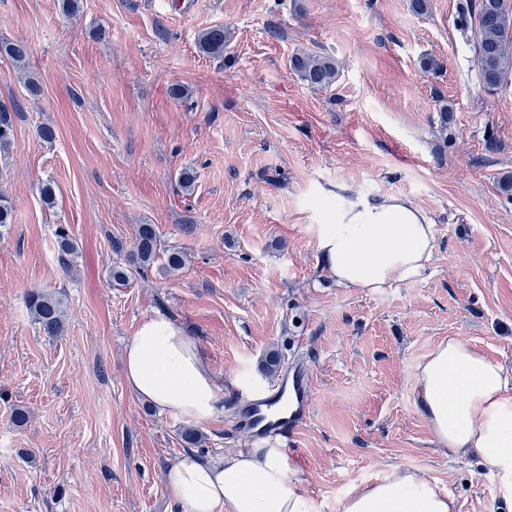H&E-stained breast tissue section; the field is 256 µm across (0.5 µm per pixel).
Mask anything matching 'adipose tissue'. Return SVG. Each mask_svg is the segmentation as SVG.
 <instances>
[{"mask_svg":"<svg viewBox=\"0 0 512 512\" xmlns=\"http://www.w3.org/2000/svg\"><path fill=\"white\" fill-rule=\"evenodd\" d=\"M318 250L337 284L379 292L417 280L430 265L434 227L404 198L354 200L320 225ZM130 390L160 411L211 421L221 388L194 341L171 319L151 317L125 347ZM416 402L442 451L476 459L512 501V369L456 336L441 340L418 367ZM166 484L187 512H318L277 447L209 459L183 454ZM342 512H457L455 498L424 472L392 467L382 480L351 493Z\"/></svg>","mask_w":512,"mask_h":512,"instance_id":"1","label":"adipose tissue"}]
</instances>
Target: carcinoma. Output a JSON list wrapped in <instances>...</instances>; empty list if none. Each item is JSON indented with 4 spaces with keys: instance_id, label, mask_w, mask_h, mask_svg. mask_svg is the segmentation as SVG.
<instances>
[{
    "instance_id": "carcinoma-1",
    "label": "carcinoma",
    "mask_w": 512,
    "mask_h": 512,
    "mask_svg": "<svg viewBox=\"0 0 512 512\" xmlns=\"http://www.w3.org/2000/svg\"><path fill=\"white\" fill-rule=\"evenodd\" d=\"M479 40L475 58L481 83L489 89L500 88L512 82V0H479L476 6ZM199 52L214 57L224 55V28L214 27L198 36ZM291 66L302 81L312 88L324 89L336 83L339 70L330 56L309 53L296 54ZM16 105H0V152H7L14 136ZM59 256L64 267L71 266L70 257L76 246L68 229L56 230ZM162 252L161 241L152 224H141L137 229L135 251L131 263L137 270L150 268ZM185 264V255L178 250L165 252L163 270L170 274ZM30 315L44 334L59 336L65 328L64 307L60 297L44 290L30 293Z\"/></svg>"
}]
</instances>
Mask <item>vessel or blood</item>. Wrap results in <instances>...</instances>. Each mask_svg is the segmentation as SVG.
Returning <instances> with one entry per match:
<instances>
[{
	"label": "vessel or blood",
	"mask_w": 512,
	"mask_h": 512,
	"mask_svg": "<svg viewBox=\"0 0 512 512\" xmlns=\"http://www.w3.org/2000/svg\"><path fill=\"white\" fill-rule=\"evenodd\" d=\"M241 429L273 444H287L306 423L311 411V376L306 368L288 370L275 388L247 401Z\"/></svg>",
	"instance_id": "1"
}]
</instances>
